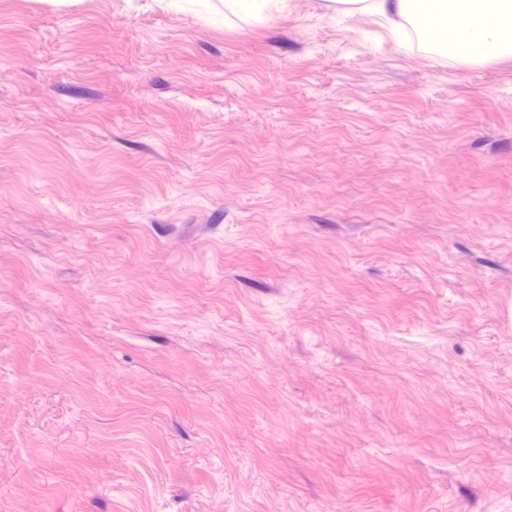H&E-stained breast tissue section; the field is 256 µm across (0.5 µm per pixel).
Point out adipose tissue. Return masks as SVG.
Returning <instances> with one entry per match:
<instances>
[{"label":"adipose tissue","mask_w":512,"mask_h":512,"mask_svg":"<svg viewBox=\"0 0 512 512\" xmlns=\"http://www.w3.org/2000/svg\"><path fill=\"white\" fill-rule=\"evenodd\" d=\"M397 40L415 32L441 56L492 61L512 56V0H353Z\"/></svg>","instance_id":"adipose-tissue-1"}]
</instances>
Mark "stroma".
Returning a JSON list of instances; mask_svg holds the SVG:
<instances>
[{"mask_svg": "<svg viewBox=\"0 0 512 512\" xmlns=\"http://www.w3.org/2000/svg\"><path fill=\"white\" fill-rule=\"evenodd\" d=\"M325 0H0V512H512V58Z\"/></svg>", "mask_w": 512, "mask_h": 512, "instance_id": "obj_1", "label": "stroma"}]
</instances>
